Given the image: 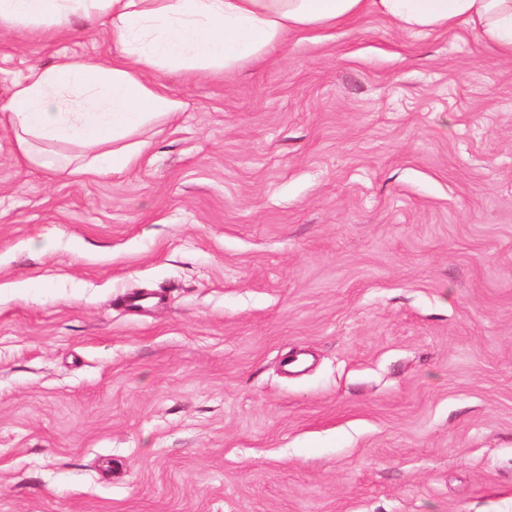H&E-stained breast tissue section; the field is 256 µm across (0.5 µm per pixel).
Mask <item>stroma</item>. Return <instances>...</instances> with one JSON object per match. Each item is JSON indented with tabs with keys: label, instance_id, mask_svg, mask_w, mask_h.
Segmentation results:
<instances>
[{
	"label": "stroma",
	"instance_id": "35a3bbf8",
	"mask_svg": "<svg viewBox=\"0 0 512 512\" xmlns=\"http://www.w3.org/2000/svg\"><path fill=\"white\" fill-rule=\"evenodd\" d=\"M114 51L0 29V512H512V58L367 15L25 162L13 82Z\"/></svg>",
	"mask_w": 512,
	"mask_h": 512
}]
</instances>
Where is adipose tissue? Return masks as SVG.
Here are the masks:
<instances>
[{"label":"adipose tissue","mask_w":512,"mask_h":512,"mask_svg":"<svg viewBox=\"0 0 512 512\" xmlns=\"http://www.w3.org/2000/svg\"><path fill=\"white\" fill-rule=\"evenodd\" d=\"M375 14L407 31L471 28L512 57V0H0V28H65L73 16L107 26L116 51L89 62L31 67L6 106L21 157L41 161L43 144L93 149L89 161L58 165L67 177L134 166L146 147L135 133L182 111L157 73L230 70L269 56L296 32L351 24Z\"/></svg>","instance_id":"obj_1"}]
</instances>
